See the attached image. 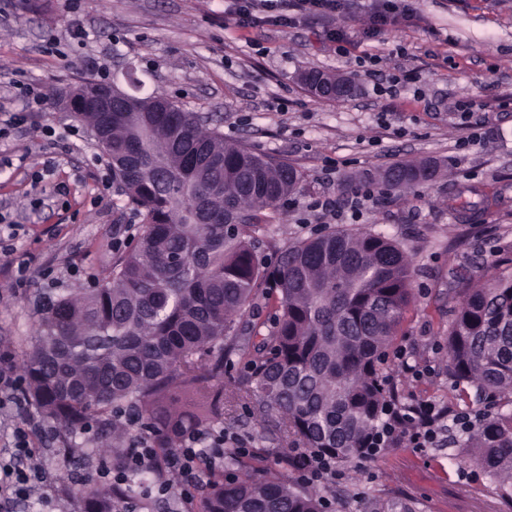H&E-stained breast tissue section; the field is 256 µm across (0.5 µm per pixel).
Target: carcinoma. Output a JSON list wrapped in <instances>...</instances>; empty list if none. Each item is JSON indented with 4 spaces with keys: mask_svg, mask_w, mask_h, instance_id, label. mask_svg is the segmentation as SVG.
Masks as SVG:
<instances>
[{
    "mask_svg": "<svg viewBox=\"0 0 512 512\" xmlns=\"http://www.w3.org/2000/svg\"><path fill=\"white\" fill-rule=\"evenodd\" d=\"M82 84L53 88L75 99L73 117L99 127L112 182L145 221L137 245L119 253L108 277L72 297L42 303L24 358L38 411L71 443L94 423L112 430V454L126 449L133 422L154 448L177 446L224 420V364L245 359L233 397L262 414L291 445L336 464L373 456L371 441L387 403L397 399L384 357L414 300L411 263L397 241L374 232L329 228L280 254L272 270L256 258L260 215L303 181L288 161L207 130L194 112L163 95L164 112L131 127L120 111L91 112ZM401 189L434 180L429 160L392 165ZM181 258L174 264L171 259ZM277 292L268 334L239 343L238 322L259 291ZM448 374L491 402L470 424L469 462L512 501V273L464 288L448 327ZM265 458L224 449V468L248 474L207 477L201 512H324L326 500ZM153 475L130 472L121 492L82 486V512H126Z\"/></svg>",
    "mask_w": 512,
    "mask_h": 512,
    "instance_id": "1",
    "label": "carcinoma"
}]
</instances>
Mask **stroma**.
Segmentation results:
<instances>
[{
	"mask_svg": "<svg viewBox=\"0 0 512 512\" xmlns=\"http://www.w3.org/2000/svg\"><path fill=\"white\" fill-rule=\"evenodd\" d=\"M373 0H348L338 14L296 26L239 27L224 0H0V120L29 91L96 76L119 88L134 69L139 95L163 93L220 125L225 137L288 160L303 172L300 192L261 214L260 261L334 227L379 232L412 257L414 303L405 311L386 373L404 404L422 402L475 415L473 387L448 377V325L467 280L512 272V0H407L409 21L383 35L362 30ZM342 29L345 53L327 39ZM354 78L359 93L311 95L300 73ZM436 160L435 181L375 194L352 216L348 176L400 161ZM107 161L85 126L44 104L27 123L0 127V356L22 365L44 294L73 295L112 269L120 245L142 231L124 196L104 185ZM43 171L41 183L32 175ZM336 205L324 215L320 202ZM225 425L288 472V445L271 421L242 403ZM460 426L440 427L432 444L402 442L376 461L338 466L310 490L343 512H512L495 485L469 465ZM100 430L84 447L62 449L55 425L34 434L40 466L60 493L0 505V512H80L73 494L103 456Z\"/></svg>",
	"mask_w": 512,
	"mask_h": 512,
	"instance_id": "stroma-1",
	"label": "stroma"
}]
</instances>
